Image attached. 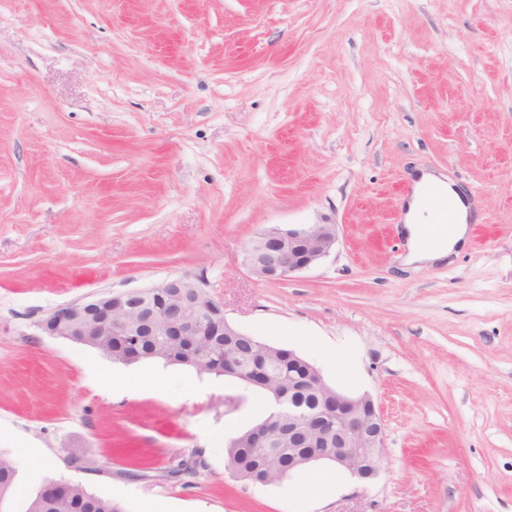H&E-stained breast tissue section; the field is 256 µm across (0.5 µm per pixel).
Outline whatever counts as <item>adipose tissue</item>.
<instances>
[{
	"mask_svg": "<svg viewBox=\"0 0 512 512\" xmlns=\"http://www.w3.org/2000/svg\"><path fill=\"white\" fill-rule=\"evenodd\" d=\"M440 187L446 202L451 205L455 222L452 224L447 237L431 244L425 239V226L431 221V215L424 207L422 200L431 187ZM404 234L407 238V254L405 264H432L443 260L462 250L467 242L469 230V214L460 203L458 192L449 184L440 183L438 178L421 173L413 183V193L407 203V210L403 216Z\"/></svg>",
	"mask_w": 512,
	"mask_h": 512,
	"instance_id": "adipose-tissue-1",
	"label": "adipose tissue"
}]
</instances>
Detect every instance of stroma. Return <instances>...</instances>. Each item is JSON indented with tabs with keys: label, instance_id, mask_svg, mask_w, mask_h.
<instances>
[{
	"label": "stroma",
	"instance_id": "1",
	"mask_svg": "<svg viewBox=\"0 0 512 512\" xmlns=\"http://www.w3.org/2000/svg\"><path fill=\"white\" fill-rule=\"evenodd\" d=\"M422 169L479 218L417 269L399 220ZM309 224L338 227L318 265H244L263 228ZM179 275L372 396V482L326 461L237 478L258 392L37 327ZM0 452V512L51 482L126 512H512V0H0Z\"/></svg>",
	"mask_w": 512,
	"mask_h": 512
}]
</instances>
